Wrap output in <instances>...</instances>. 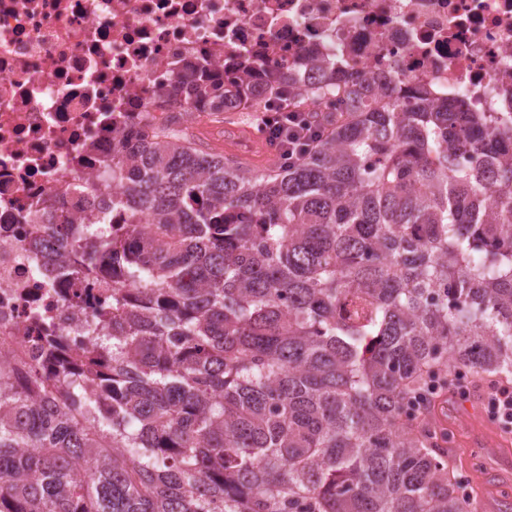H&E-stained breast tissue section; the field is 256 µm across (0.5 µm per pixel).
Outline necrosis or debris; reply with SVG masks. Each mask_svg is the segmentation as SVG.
I'll return each mask as SVG.
<instances>
[{
  "label": "necrosis or debris",
  "mask_w": 512,
  "mask_h": 512,
  "mask_svg": "<svg viewBox=\"0 0 512 512\" xmlns=\"http://www.w3.org/2000/svg\"><path fill=\"white\" fill-rule=\"evenodd\" d=\"M246 60L301 86L324 67L512 112V0H0V366L13 378L38 366L45 329L84 348L102 295L97 274L46 276L34 215L122 198L113 131L172 124L196 105L165 86Z\"/></svg>",
  "instance_id": "4bbe7bcc"
}]
</instances>
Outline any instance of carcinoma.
<instances>
[{"mask_svg": "<svg viewBox=\"0 0 512 512\" xmlns=\"http://www.w3.org/2000/svg\"><path fill=\"white\" fill-rule=\"evenodd\" d=\"M177 90L354 110L261 171L120 135L126 222L92 206L54 270H101L112 307L83 350L45 336L26 382L0 370V512H469L410 410L450 368L512 381V116L252 62Z\"/></svg>", "mask_w": 512, "mask_h": 512, "instance_id": "carcinoma-1", "label": "carcinoma"}]
</instances>
